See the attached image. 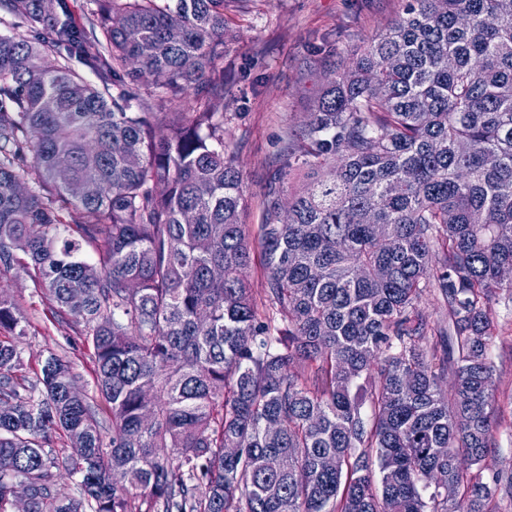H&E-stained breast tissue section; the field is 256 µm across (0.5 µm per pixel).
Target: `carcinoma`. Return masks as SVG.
I'll return each instance as SVG.
<instances>
[{
  "instance_id": "obj_1",
  "label": "carcinoma",
  "mask_w": 512,
  "mask_h": 512,
  "mask_svg": "<svg viewBox=\"0 0 512 512\" xmlns=\"http://www.w3.org/2000/svg\"><path fill=\"white\" fill-rule=\"evenodd\" d=\"M98 2L88 30L69 0H0L42 34H0V272L84 324L101 396L69 394L55 353L19 374L25 329L1 293L0 512L19 484L31 512H492L512 0H407L339 66L268 176L260 300L219 111L230 0ZM430 289L448 308L432 340Z\"/></svg>"
}]
</instances>
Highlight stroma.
I'll return each mask as SVG.
<instances>
[{
  "label": "stroma",
  "mask_w": 512,
  "mask_h": 512,
  "mask_svg": "<svg viewBox=\"0 0 512 512\" xmlns=\"http://www.w3.org/2000/svg\"><path fill=\"white\" fill-rule=\"evenodd\" d=\"M406 0H231L224 12V126L238 157L243 221H262L267 176L285 133L298 132L335 66L385 34ZM15 300L26 334L23 375L35 379L48 354L66 356L82 392L94 391L89 350L78 324L51 318V301L23 272L0 275ZM487 308L497 324L488 350L492 403L498 411L486 475L512 474V296L493 293Z\"/></svg>",
  "instance_id": "stroma-1"
}]
</instances>
